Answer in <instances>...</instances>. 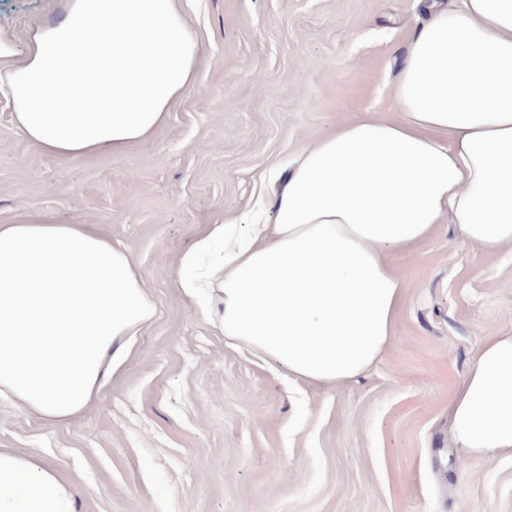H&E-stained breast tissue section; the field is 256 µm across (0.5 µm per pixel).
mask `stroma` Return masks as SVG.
I'll return each instance as SVG.
<instances>
[{
  "label": "stroma",
  "instance_id": "1",
  "mask_svg": "<svg viewBox=\"0 0 512 512\" xmlns=\"http://www.w3.org/2000/svg\"><path fill=\"white\" fill-rule=\"evenodd\" d=\"M63 3L0 0V33L24 46ZM178 4L200 42L194 86L128 149L46 155L0 96V224L47 218L122 242L156 308L74 418L0 396V448L56 467L76 512H512V456L462 448L450 410L479 345L512 333V252L443 223L394 256V334L340 386L227 345L176 286L196 238L271 210L272 172L314 139L360 112L398 117L419 0Z\"/></svg>",
  "mask_w": 512,
  "mask_h": 512
}]
</instances>
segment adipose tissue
Listing matches in <instances>:
<instances>
[{
	"mask_svg": "<svg viewBox=\"0 0 512 512\" xmlns=\"http://www.w3.org/2000/svg\"><path fill=\"white\" fill-rule=\"evenodd\" d=\"M394 83L400 119L358 114L279 182L274 219L216 224L179 260L233 345L339 385L393 336L390 255L437 224L512 250V0H426ZM199 41L177 0H65L24 48L0 39V94L43 153L76 158L146 139L194 83ZM153 302L130 252L79 224H0V393L64 422L124 363ZM457 442L512 453V333L479 348L453 399ZM0 512H75L56 468L0 450Z\"/></svg>",
	"mask_w": 512,
	"mask_h": 512,
	"instance_id": "adipose-tissue-1",
	"label": "adipose tissue"
}]
</instances>
